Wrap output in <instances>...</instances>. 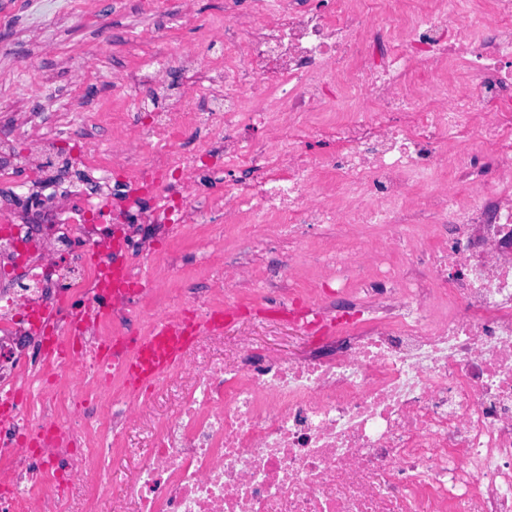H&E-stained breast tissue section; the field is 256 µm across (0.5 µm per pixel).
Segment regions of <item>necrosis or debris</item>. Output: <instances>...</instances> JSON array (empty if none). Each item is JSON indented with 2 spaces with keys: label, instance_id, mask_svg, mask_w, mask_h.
I'll use <instances>...</instances> for the list:
<instances>
[{
  "label": "necrosis or debris",
  "instance_id": "1",
  "mask_svg": "<svg viewBox=\"0 0 512 512\" xmlns=\"http://www.w3.org/2000/svg\"><path fill=\"white\" fill-rule=\"evenodd\" d=\"M203 40L223 63L175 51L189 84L151 122L102 104L91 127H0V512H96L110 490L101 444L145 403L110 358L138 342V225L235 235L202 322L265 250L289 277L323 231L316 293L339 309L289 299L325 332L301 360L172 365L193 384L136 512H512V0H224ZM63 141L89 187L49 173Z\"/></svg>",
  "mask_w": 512,
  "mask_h": 512
}]
</instances>
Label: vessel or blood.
Returning <instances> with one entry per match:
<instances>
[{"mask_svg": "<svg viewBox=\"0 0 512 512\" xmlns=\"http://www.w3.org/2000/svg\"><path fill=\"white\" fill-rule=\"evenodd\" d=\"M199 338L198 330L183 320L156 322L142 338L132 357L118 363L117 370L132 383L146 386L180 360Z\"/></svg>", "mask_w": 512, "mask_h": 512, "instance_id": "vessel-or-blood-1", "label": "vessel or blood"}]
</instances>
